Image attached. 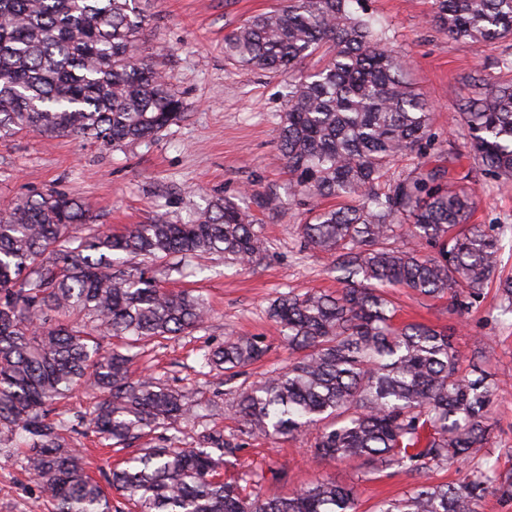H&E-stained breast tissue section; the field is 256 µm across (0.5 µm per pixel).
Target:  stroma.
<instances>
[{"instance_id":"obj_1","label":"stroma","mask_w":512,"mask_h":512,"mask_svg":"<svg viewBox=\"0 0 512 512\" xmlns=\"http://www.w3.org/2000/svg\"><path fill=\"white\" fill-rule=\"evenodd\" d=\"M281 0H139L149 16L140 51L167 77L184 102L182 120L152 141L103 148L74 138L18 134L0 139V209L36 192L54 189L85 203L93 224L119 232L158 214L185 220L209 201L230 198L251 207L263 226L266 251L246 267L226 265L222 256L192 260L182 272L156 267L161 288L202 295L208 320L190 334L156 340L137 350L134 369L200 403L198 417L178 422V445L197 447L204 434L223 433L234 444L224 457L223 476L244 491L262 487L286 496L320 478L354 488L359 512H373L386 498L412 491L422 482L461 481L472 463L430 466L422 472L383 468L367 472L360 461L314 458L309 438L254 440L241 432L235 413L240 389L291 360L288 345L269 319L270 303L282 294L310 290L336 292L343 286L329 259L305 247L300 226L307 213L288 190L279 152L281 115L288 99V74L252 70L224 56V35L250 16L280 6ZM432 0H363L395 53L409 65L408 76L431 106L432 131L442 141L444 159L408 155L390 171L398 179L444 162L474 194L472 223L485 225L499 243L497 280L460 312L444 298L416 297L394 289L397 324L424 323L450 328L460 370L470 374L484 360L498 388L491 418L492 460L512 476V313L507 312L500 279L512 277V183L483 169L470 154L469 130L459 112L465 98L512 82V41L456 40L429 21ZM276 189L280 206L255 207L253 196ZM228 336H259L264 358L234 379L202 374L200 354ZM39 488L25 472L16 440L0 430V512H34Z\"/></svg>"}]
</instances>
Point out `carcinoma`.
Returning a JSON list of instances; mask_svg holds the SVG:
<instances>
[{
	"label": "carcinoma",
	"instance_id": "carcinoma-1",
	"mask_svg": "<svg viewBox=\"0 0 512 512\" xmlns=\"http://www.w3.org/2000/svg\"><path fill=\"white\" fill-rule=\"evenodd\" d=\"M359 0H286L224 35V56L293 75L323 45L319 70L288 84L280 152L290 189L336 204L312 210L300 231L329 255L342 291L283 294L268 315L294 354L239 394L242 433L276 440L316 431L315 454L408 471L446 460L476 462L458 484L424 483L376 512H477L491 488L512 495L492 463L489 420L497 384L485 369L459 372L453 336L395 323L390 287L415 295L478 298L499 264L496 238L469 219L476 201L435 166L388 182L400 158L444 152L430 105L408 82L385 32L358 14ZM430 21L456 39L512 38V0H433ZM144 15L137 0H0V137L82 136L104 147L152 139L183 116L165 76L136 55ZM470 148L485 170L512 178V84L466 99ZM78 197L54 190L0 215V429L18 433L25 471L48 512H357L353 489L320 479L295 494H242L221 477L236 447L213 432L198 448H141L115 465L107 485L85 472L70 446L76 431L52 415L78 386L102 394L77 423L127 445L194 413L186 395L132 371L134 355L103 345L180 336L208 316L204 300L160 288L148 268L221 254L247 266L266 250L250 210L218 198L195 220L164 215L107 233ZM88 233L78 236L73 229ZM400 238L412 246L400 248ZM119 254L143 259L140 268ZM258 337L228 336L203 355L217 375L237 376L259 360ZM219 454H214V451Z\"/></svg>",
	"mask_w": 512,
	"mask_h": 512
}]
</instances>
